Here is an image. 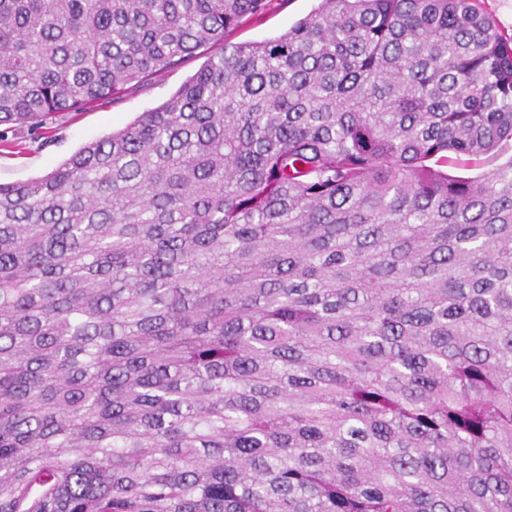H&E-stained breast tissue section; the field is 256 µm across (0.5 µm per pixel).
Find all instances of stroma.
<instances>
[{"mask_svg":"<svg viewBox=\"0 0 512 512\" xmlns=\"http://www.w3.org/2000/svg\"><path fill=\"white\" fill-rule=\"evenodd\" d=\"M317 0H269L266 12L245 17L229 35L231 42L262 41L287 31L308 15ZM186 61L176 70L135 86H126L112 103L81 115H60L45 131L11 128L0 131V183L13 184L43 175L81 146L121 129L135 117L164 101L200 66Z\"/></svg>","mask_w":512,"mask_h":512,"instance_id":"35a3bbf8","label":"stroma"}]
</instances>
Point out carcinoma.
<instances>
[{
  "label": "carcinoma",
  "instance_id": "obj_1",
  "mask_svg": "<svg viewBox=\"0 0 512 512\" xmlns=\"http://www.w3.org/2000/svg\"><path fill=\"white\" fill-rule=\"evenodd\" d=\"M266 5L0 0V126L220 46L0 184V512H512V39ZM266 12L260 17H245L228 36L234 43L263 41L287 31L317 5L316 0H268Z\"/></svg>",
  "mask_w": 512,
  "mask_h": 512
}]
</instances>
